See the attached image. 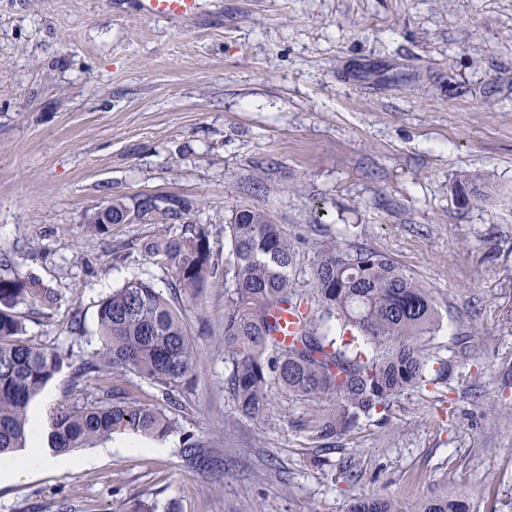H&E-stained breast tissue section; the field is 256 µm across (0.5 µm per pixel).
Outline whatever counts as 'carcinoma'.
I'll use <instances>...</instances> for the list:
<instances>
[{
    "mask_svg": "<svg viewBox=\"0 0 512 512\" xmlns=\"http://www.w3.org/2000/svg\"><path fill=\"white\" fill-rule=\"evenodd\" d=\"M453 196L466 198L469 205L480 202V177L459 176ZM168 202L174 207L162 210L148 196L132 211L115 199L107 213L114 224L132 214L143 219L158 211L166 221L183 218L185 203L176 197ZM224 237L230 242L224 266L233 272L224 279V353L231 359L228 386L241 416H263L274 390L307 402L329 399L330 407L305 424L308 439L327 448L360 421L388 410L404 392L433 382L429 369L434 356L427 338L440 330L441 316L431 291L388 257L340 241L325 246L312 266L318 310L305 309L284 345L278 340L275 312L302 306L289 276L294 251L288 236L266 211L243 206L224 225ZM145 252L168 264L173 296H164L147 279L113 289L97 311L101 346L81 373H134L155 384L169 401L192 381L197 357L174 297H198L205 282L216 278L217 267L201 224L188 223L178 235L152 240ZM54 301V293L35 278L0 276V457L31 443L28 406L65 362L61 351L22 339L15 309ZM333 319L340 326L337 336L330 335ZM172 430L173 421L158 406L63 404L53 410L47 447L65 453L119 431L163 439ZM209 447L211 442L188 433L181 455L206 467L213 462L204 452ZM349 512H474V506L445 489L412 508L372 495L355 501Z\"/></svg>",
    "mask_w": 512,
    "mask_h": 512,
    "instance_id": "cac0c4a2",
    "label": "carcinoma"
}]
</instances>
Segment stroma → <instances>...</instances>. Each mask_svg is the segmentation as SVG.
<instances>
[{
	"label": "stroma",
	"instance_id": "stroma-1",
	"mask_svg": "<svg viewBox=\"0 0 512 512\" xmlns=\"http://www.w3.org/2000/svg\"><path fill=\"white\" fill-rule=\"evenodd\" d=\"M466 174L485 198L461 207ZM146 195L183 199L219 265L233 210L264 209L308 301L329 241L384 253L430 288L450 378L334 449L307 447L300 425L321 404L277 395L268 418L239 417L210 285L178 303L197 364L176 405L132 373L81 374L102 298L137 278L168 288L142 245L180 225L92 224ZM0 275L57 296L17 309L28 342L67 355L30 410L113 397L174 421L157 450L116 433L66 470L1 479L0 512H348L444 487L512 512V0H200L185 19L141 17L138 0H0ZM188 432L215 443L219 468L183 460ZM349 465L357 483L338 477Z\"/></svg>",
	"mask_w": 512,
	"mask_h": 512
}]
</instances>
